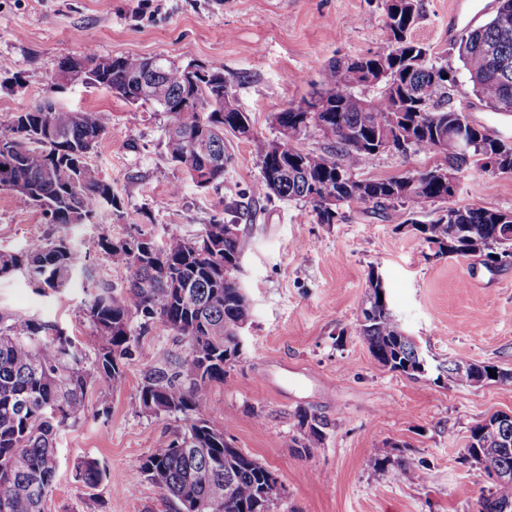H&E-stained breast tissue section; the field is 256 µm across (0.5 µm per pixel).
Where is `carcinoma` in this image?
<instances>
[{"label": "carcinoma", "mask_w": 512, "mask_h": 512, "mask_svg": "<svg viewBox=\"0 0 512 512\" xmlns=\"http://www.w3.org/2000/svg\"><path fill=\"white\" fill-rule=\"evenodd\" d=\"M420 10L419 0H387L386 47L359 58L362 75L354 77L336 60L322 73V91L277 113L288 133L267 141L249 135L266 187L282 200L312 206L317 222L334 224L341 218L324 201L342 200L357 183L364 184L357 202L375 207L398 204L411 224L430 206L442 214L419 227L435 255L466 256L512 252V223L502 224L499 211L483 206L448 205V188L438 183L434 167L416 174L380 180H357L358 172L378 155L389 127V116L400 110L396 139L405 150H423L445 157L446 165H469L487 172L485 160L495 155L512 166V146L484 128L466 122L451 104L456 71L426 61V47L411 39ZM458 59L476 96L494 112L512 113V0H496V12L484 25L460 39ZM151 62L139 56L112 59L108 69L93 71L81 83L100 86L131 104L154 105L168 116L164 142L168 160L199 188L224 182L232 154L224 143L226 124L237 114L233 95L219 69L196 65L190 73L168 59L161 78L168 85L165 101L138 96L136 78ZM385 71L373 98L362 89L368 76ZM319 109L323 126L311 124L309 108ZM110 122L102 112H90L41 99L13 115L0 131V190L15 191L39 207L50 224H102L119 212L112 182L90 162ZM327 142L321 151L307 147L310 129ZM470 145L461 152L459 132ZM205 150H195V144ZM282 144L286 166H277L274 152ZM70 172L66 181H53L51 167ZM226 223L205 225L202 234L185 238L172 234L161 243L142 228L124 238L101 237L98 245L112 266L128 273L116 291L98 277L69 243L58 240L27 245L18 252L0 251V277L16 272L33 291L44 296L66 291L76 276L84 278L86 315L99 346L93 367H85L82 345L59 323L35 317L0 314V512H43L59 465L56 438L60 430L81 419L85 395L95 382L121 378L124 360L138 354L132 321L141 326L159 320L188 339L189 350L178 371L163 368L147 373L138 396L139 409L150 415L180 416L183 429L144 458L138 475L151 481L162 499L178 508L195 502L199 512H269L261 497L271 470L251 455L224 459V432L210 421L205 405L208 386L224 382L226 367L237 360L239 329L252 317L251 305L234 276L244 250L243 236L226 237ZM369 306L362 311L356 334L374 359L392 371L423 374V358L413 340L402 334L380 280H369ZM457 357L441 373L449 382L468 387L487 382L512 386V372ZM299 430L291 441L305 451L324 438L327 422L314 411L298 414ZM505 430L509 447L497 443L475 425L465 446L479 469L491 477L509 471L477 500L475 512H503L512 504V422ZM76 478L94 488L107 478L95 459L84 460Z\"/></svg>", "instance_id": "cac0c4a2"}]
</instances>
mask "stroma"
<instances>
[{"mask_svg":"<svg viewBox=\"0 0 512 512\" xmlns=\"http://www.w3.org/2000/svg\"><path fill=\"white\" fill-rule=\"evenodd\" d=\"M472 2L420 0L411 35L428 47L431 63L460 73L453 42L492 14ZM385 18L384 0H0V130L45 97L109 113L91 161L111 180L122 212L103 224H50L25 198L0 190V250L62 238L119 289L127 273L109 264L100 236L122 238L139 226L159 240L194 238L217 220L239 225L245 248L236 276L253 314L240 358L224 382L209 385L207 403L225 437L277 476L269 512H474L491 483L464 455L469 430L512 414V388L457 386L432 370L416 379L389 371L354 329L374 269L393 315L428 359L512 370V263L434 256L399 206L354 203L342 221L318 223L304 202L269 198L243 138L226 140L233 163L223 184L200 189L166 157L164 113L82 83L57 88L53 76L61 59L89 49L218 68L254 135L273 140L272 115L319 91L332 61L384 47ZM452 98L474 124L512 142V114L486 107L461 73ZM441 162L425 151L384 152L360 176L384 179ZM452 203L512 211V175L467 169ZM84 299L78 282L40 296L21 276L0 279V313L59 322L92 357L98 338ZM138 336L140 353L124 360L118 386H90L84 416L60 431L45 512H173L137 471L180 421L141 413L137 395L150 370H174L188 342L158 321ZM104 399L105 417L98 413ZM302 409L328 422L322 444L306 452L291 441ZM86 458L107 469L98 487L75 477ZM401 460L422 470L424 481L402 475Z\"/></svg>","mask_w":512,"mask_h":512,"instance_id":"stroma-1","label":"stroma"}]
</instances>
